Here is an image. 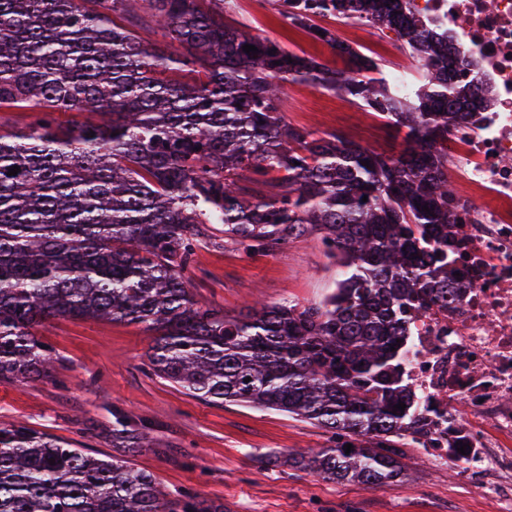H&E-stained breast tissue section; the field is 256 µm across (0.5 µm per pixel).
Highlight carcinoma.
Here are the masks:
<instances>
[{
    "label": "carcinoma",
    "mask_w": 512,
    "mask_h": 512,
    "mask_svg": "<svg viewBox=\"0 0 512 512\" xmlns=\"http://www.w3.org/2000/svg\"><path fill=\"white\" fill-rule=\"evenodd\" d=\"M279 7L339 49L345 67L224 23V0H149L147 11L141 0H0V109L41 113L29 132L0 135V377L49 374L32 333L46 318L143 324L157 333L156 374L201 399L338 434L294 462L328 480L382 486L400 479L398 448L418 428L396 338L423 296L457 281L448 132L469 123L466 105L484 100L483 89L457 82L447 36L404 0ZM318 15L395 31L420 63L409 98L376 59L337 46L313 24ZM147 27L191 48L192 59L150 49L139 36ZM190 63L193 81L165 77ZM295 82L406 129L401 150L376 153L286 124L280 96ZM62 111L108 120L61 130L52 114ZM202 224L269 251L316 231L340 278L313 307L262 304L242 318L203 309L186 276ZM112 437L140 447L120 417ZM0 512L224 504L187 496L173 508L151 474L14 423L0 427Z\"/></svg>",
    "instance_id": "1"
}]
</instances>
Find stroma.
I'll return each instance as SVG.
<instances>
[{
    "label": "stroma",
    "instance_id": "1",
    "mask_svg": "<svg viewBox=\"0 0 512 512\" xmlns=\"http://www.w3.org/2000/svg\"><path fill=\"white\" fill-rule=\"evenodd\" d=\"M224 18L292 52L336 62L333 49L287 21L274 0H233ZM280 110L297 127L378 153L400 149L401 136L333 92L288 85ZM193 265L190 288L199 306L230 317L247 313L257 298L313 304L339 277L314 232L276 252L215 246L203 237ZM36 334L53 357L51 374L35 384L0 378V425L20 422L90 454L119 457L112 423L123 416L143 434L130 456L134 467L151 473L171 501L191 494L223 502L224 512H505L508 506L497 490L409 445L400 450L401 480L376 488L337 483L292 464L302 451L329 446V433L276 411L186 394L153 373L148 353L155 334L145 326L53 318Z\"/></svg>",
    "mask_w": 512,
    "mask_h": 512
}]
</instances>
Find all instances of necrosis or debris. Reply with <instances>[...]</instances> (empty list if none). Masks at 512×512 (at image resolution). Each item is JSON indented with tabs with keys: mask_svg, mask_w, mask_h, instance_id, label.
Returning a JSON list of instances; mask_svg holds the SVG:
<instances>
[{
	"mask_svg": "<svg viewBox=\"0 0 512 512\" xmlns=\"http://www.w3.org/2000/svg\"><path fill=\"white\" fill-rule=\"evenodd\" d=\"M408 6L447 31L489 100L448 134L463 276L454 295L427 298L399 348L420 419L413 445L465 476H493L512 470V0Z\"/></svg>",
	"mask_w": 512,
	"mask_h": 512,
	"instance_id": "4bbe7bcc",
	"label": "necrosis or debris"
}]
</instances>
